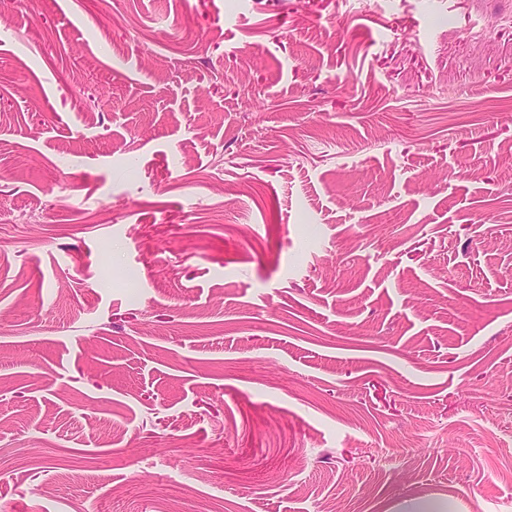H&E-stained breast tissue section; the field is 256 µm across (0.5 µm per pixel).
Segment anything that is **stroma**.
<instances>
[{
    "instance_id": "35a3bbf8",
    "label": "stroma",
    "mask_w": 512,
    "mask_h": 512,
    "mask_svg": "<svg viewBox=\"0 0 512 512\" xmlns=\"http://www.w3.org/2000/svg\"><path fill=\"white\" fill-rule=\"evenodd\" d=\"M512 503V0H0V512Z\"/></svg>"
}]
</instances>
